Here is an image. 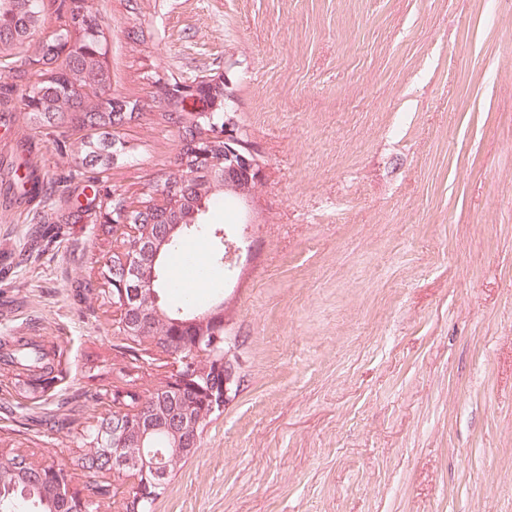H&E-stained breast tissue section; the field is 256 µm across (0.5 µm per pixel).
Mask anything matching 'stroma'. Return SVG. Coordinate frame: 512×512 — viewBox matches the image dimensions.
<instances>
[{
  "label": "stroma",
  "instance_id": "35a3bbf8",
  "mask_svg": "<svg viewBox=\"0 0 512 512\" xmlns=\"http://www.w3.org/2000/svg\"><path fill=\"white\" fill-rule=\"evenodd\" d=\"M112 94L133 108L101 193L139 204L177 169L158 81L230 77L264 166L211 204L236 262L224 305L242 377L152 512H512V0H88ZM0 67V343L41 338L25 399L0 363V443L87 474L73 450L172 355L130 346L98 268L116 253L72 148L34 133Z\"/></svg>",
  "mask_w": 512,
  "mask_h": 512
}]
</instances>
